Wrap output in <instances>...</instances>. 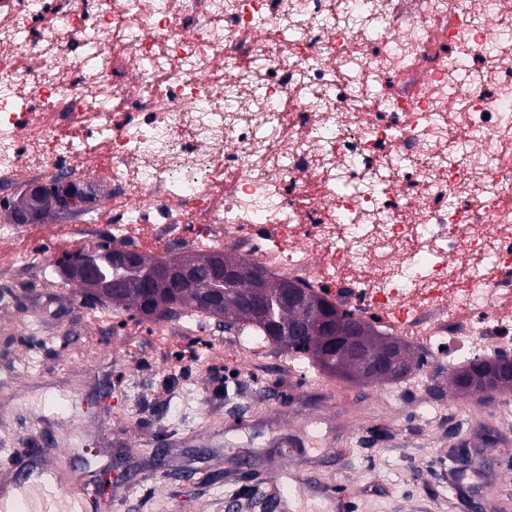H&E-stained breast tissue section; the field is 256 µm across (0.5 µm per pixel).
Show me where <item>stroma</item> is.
Instances as JSON below:
<instances>
[{
	"instance_id": "1",
	"label": "stroma",
	"mask_w": 512,
	"mask_h": 512,
	"mask_svg": "<svg viewBox=\"0 0 512 512\" xmlns=\"http://www.w3.org/2000/svg\"><path fill=\"white\" fill-rule=\"evenodd\" d=\"M53 284L65 302L51 317L22 300L0 308V485L29 489L16 482L13 461L36 436L46 465L66 448L74 473L110 478L97 512H114L117 501L121 512H471L448 482V455L475 433L470 467L484 476L475 496L490 484L512 491V414L499 413L502 393L481 403L455 391L434 399L447 363L377 383L312 365L301 379L275 346L225 398V361L171 372L192 337L157 347L151 320ZM21 313L35 331L19 344L3 330ZM112 315L125 334L94 335L92 320ZM400 388L406 400L395 398ZM429 401L436 412L425 420L420 405ZM296 477L309 488L284 495Z\"/></svg>"
}]
</instances>
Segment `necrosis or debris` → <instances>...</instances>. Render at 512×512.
<instances>
[{
  "mask_svg": "<svg viewBox=\"0 0 512 512\" xmlns=\"http://www.w3.org/2000/svg\"><path fill=\"white\" fill-rule=\"evenodd\" d=\"M0 298L49 249L228 250L419 348L512 352V0H0Z\"/></svg>",
  "mask_w": 512,
  "mask_h": 512,
  "instance_id": "4bbe7bcc",
  "label": "necrosis or debris"
}]
</instances>
